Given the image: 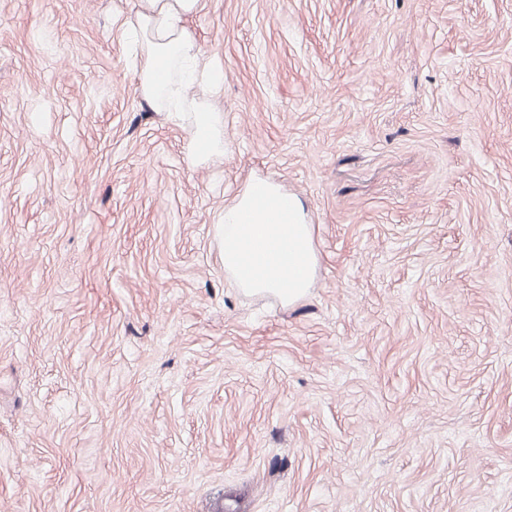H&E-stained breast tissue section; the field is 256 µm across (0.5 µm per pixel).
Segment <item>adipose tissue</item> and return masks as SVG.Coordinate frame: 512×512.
Returning a JSON list of instances; mask_svg holds the SVG:
<instances>
[{
  "label": "adipose tissue",
  "mask_w": 512,
  "mask_h": 512,
  "mask_svg": "<svg viewBox=\"0 0 512 512\" xmlns=\"http://www.w3.org/2000/svg\"><path fill=\"white\" fill-rule=\"evenodd\" d=\"M201 0H134L128 19L140 38L138 90L155 111L182 109V84L211 66L188 28ZM191 164L224 157V109L209 99L197 105L187 128ZM224 277L250 294L274 295L282 304L303 299L318 264L315 227L300 200L278 183L250 180L224 205L219 226Z\"/></svg>",
  "instance_id": "adipose-tissue-1"
}]
</instances>
